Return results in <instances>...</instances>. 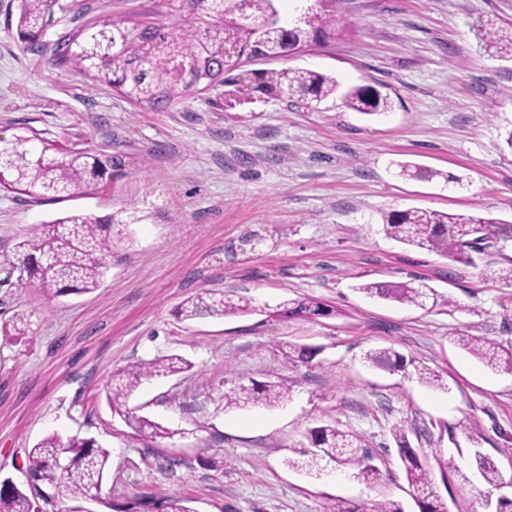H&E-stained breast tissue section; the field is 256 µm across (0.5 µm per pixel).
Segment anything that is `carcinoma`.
<instances>
[{"mask_svg": "<svg viewBox=\"0 0 512 512\" xmlns=\"http://www.w3.org/2000/svg\"><path fill=\"white\" fill-rule=\"evenodd\" d=\"M55 0H20L18 34L35 46L49 25ZM171 12L194 17L205 27L192 36L166 24H152L137 19L102 21L87 24L69 34L54 50L58 66H69L97 84H105L143 109L159 111L167 108L202 84L223 80L224 58L213 51L224 40L241 37L237 26L248 19H269L270 31L262 50L281 54L300 44L326 39L324 22L318 13L307 12L304 23L286 27L275 19L273 0H168ZM480 47L496 57L512 60V39L500 34L494 24L477 28ZM268 90H287L309 102L319 103L336 94V80L306 69H285L261 75ZM346 106L363 114H383L391 109L389 98L372 86L356 87L343 94ZM15 147L8 152L19 157L18 165L0 166V190L23 194L36 200L64 199L82 196L94 186L112 179L121 169V161L98 150L61 151L50 142H41L38 134L28 127L14 133ZM114 218L100 219L87 214H74L43 223L32 235L18 244L22 269L36 279L39 286L55 296L87 293L97 288L112 264ZM386 236L421 249L440 254L454 262L472 263L471 251L481 243L506 240L512 226L496 219L476 215L452 214L428 209L393 211L383 216ZM360 290L383 299H391L421 309L434 293L409 283L383 285L370 283ZM256 311L247 299L236 300L203 290L187 300L179 315L189 320L207 314L226 316L250 314ZM329 311L313 299L296 300L280 305V319H312ZM31 315L18 313L12 320L16 337L28 335ZM458 342L471 354L492 368L512 371V352L494 342L463 334ZM365 361L390 372L406 369L405 357L392 349L373 350ZM191 368L178 355H169L149 362L131 365L122 371L119 383L107 387V399L112 410L122 414L134 430L147 438L166 437L168 429L125 410L126 402L145 377H168ZM420 382L445 388L441 376L425 365L414 366ZM290 388L282 383L239 384L224 392V408L249 405L275 406L286 400ZM398 456L406 474L418 512H445L446 503L432 489V472L423 467L416 451L411 448L405 432L394 431ZM32 478L52 485L54 493L43 494L45 504L55 498L78 502L71 512H84L81 503L100 490L109 467L110 453L97 445L93 438L71 437L62 440L50 434L39 441L28 454ZM66 460L67 468L60 471L58 463ZM288 465L309 474H318L333 466L354 474L366 482L375 483L382 471L373 464L371 452L363 439L333 426H320L303 435ZM472 469L482 477L486 490L479 500L499 489L504 475L495 462L480 451L471 460ZM192 512L183 498L164 495L158 499L137 498L125 503L120 512ZM0 512H42L35 498L20 487L0 486ZM326 512H403L393 502H378L366 508L342 500L331 502Z\"/></svg>", "mask_w": 512, "mask_h": 512, "instance_id": "1", "label": "carcinoma"}]
</instances>
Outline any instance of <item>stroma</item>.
<instances>
[{"label":"stroma","instance_id":"stroma-1","mask_svg":"<svg viewBox=\"0 0 512 512\" xmlns=\"http://www.w3.org/2000/svg\"><path fill=\"white\" fill-rule=\"evenodd\" d=\"M19 0H0V135L36 130L60 147L122 159L92 193L33 201L0 190V326L32 316L21 341L0 333V476L28 487L27 453L41 438L91 437L111 453L99 512L137 497L174 494L192 512H324L342 499L418 512L400 460L403 429L423 463L473 449L512 473V372L457 343L460 334L512 351V240L482 244L472 264L385 235L382 216L423 208L512 223V61L476 46L492 19L512 30V0H330L336 34L302 52L243 56L241 70L306 68L341 91L309 109L300 100L217 83L156 112L52 61L65 35L109 17L171 23L166 0H56L40 48L17 35ZM373 86L385 114L346 107L343 90ZM411 161L432 179L401 175ZM71 214H119L112 267L81 295L50 297L19 269L16 246ZM433 289L420 309L362 293L360 284ZM210 289L255 314L181 320L178 307ZM314 299L330 316L277 320L284 301ZM314 358L301 361L302 348ZM391 348L413 369L369 367ZM190 370L143 379L127 402L172 430L139 437L112 412L106 387L126 366L168 355ZM281 382L288 402L228 409L241 383ZM362 436L383 478L311 475L288 467L311 428Z\"/></svg>","mask_w":512,"mask_h":512}]
</instances>
